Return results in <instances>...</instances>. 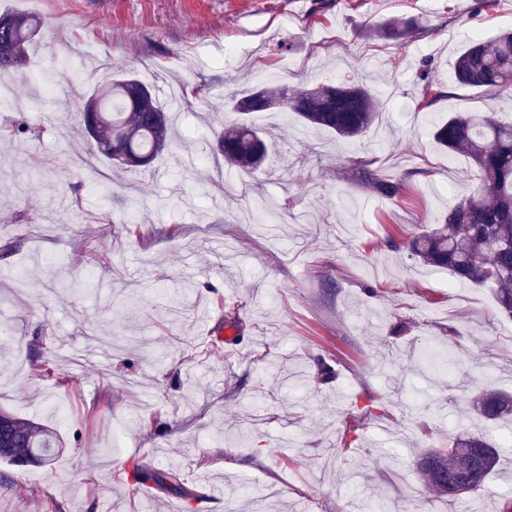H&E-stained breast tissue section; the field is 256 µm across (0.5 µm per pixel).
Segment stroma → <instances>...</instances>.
<instances>
[{
  "label": "stroma",
  "mask_w": 512,
  "mask_h": 512,
  "mask_svg": "<svg viewBox=\"0 0 512 512\" xmlns=\"http://www.w3.org/2000/svg\"><path fill=\"white\" fill-rule=\"evenodd\" d=\"M3 12L44 21L8 85L46 132L0 139V247L12 246L0 251V408L55 429L59 451L41 466L0 463V512H244L250 500L265 512H449L415 461L467 432L512 442V425L486 429L468 403L512 390V320L491 288L458 285L385 238L410 241L475 187L431 128L511 111L512 96L456 87L420 109L416 83L424 67L449 84L468 37L512 29V0H0ZM394 18L413 34L378 38ZM115 69L183 94L176 137L150 168H113L79 125L83 97ZM331 76L383 101L363 139L257 112L276 136L264 167L228 169L214 188L213 131L234 120L232 99ZM368 161L400 196L359 178ZM261 198L286 212L240 221ZM88 278L95 292L71 291ZM228 300L245 304L231 323ZM321 358L337 364L332 383ZM372 397L384 411L358 425ZM135 464L178 468L184 487L135 496Z\"/></svg>",
  "instance_id": "1"
}]
</instances>
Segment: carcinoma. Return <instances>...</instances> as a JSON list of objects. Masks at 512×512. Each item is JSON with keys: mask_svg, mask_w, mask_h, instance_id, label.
Segmentation results:
<instances>
[{"mask_svg": "<svg viewBox=\"0 0 512 512\" xmlns=\"http://www.w3.org/2000/svg\"><path fill=\"white\" fill-rule=\"evenodd\" d=\"M40 25L33 15H0L1 76L24 63ZM412 32L409 24L393 19L378 35L397 39ZM451 78L456 87L489 96L511 94L512 31L492 40H469L455 56ZM419 81L420 103L429 106L445 96L427 70H421ZM287 89L283 85L261 90L272 102L288 95V105L259 106L255 111L294 112L304 126L341 139L362 136L382 111L379 98L362 84L338 82L328 93L307 85L294 86L288 94ZM93 111L102 117L93 150L110 160L114 159L112 143L117 142L127 152L152 161L175 133L173 119L154 89L130 74L98 85L81 109L82 122ZM247 116L240 113L238 120L215 136L228 167L253 173L266 158L267 143ZM13 133L38 140L43 131L19 119L13 123ZM432 136L446 151L463 153L471 160L477 184L473 193L448 209L439 227L412 240L409 256L426 266L448 270L459 283L490 286L499 312L512 318V115L453 113L433 124ZM363 173L378 195L392 198L403 190L400 182L383 179L366 168ZM473 408L487 422L506 420L512 417V394L484 389L473 399ZM9 417L0 430V447L9 444L36 464L51 461L53 431L13 413ZM502 452L486 436L462 434L446 448L421 454L416 468L427 487L454 505L484 491L488 478L498 470Z\"/></svg>", "mask_w": 512, "mask_h": 512, "instance_id": "cac0c4a2", "label": "carcinoma"}]
</instances>
